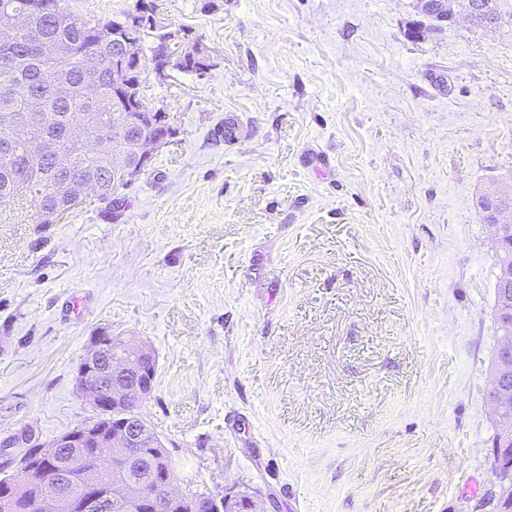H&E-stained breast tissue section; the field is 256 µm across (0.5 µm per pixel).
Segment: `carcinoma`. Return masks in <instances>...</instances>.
<instances>
[{
    "label": "carcinoma",
    "mask_w": 512,
    "mask_h": 512,
    "mask_svg": "<svg viewBox=\"0 0 512 512\" xmlns=\"http://www.w3.org/2000/svg\"><path fill=\"white\" fill-rule=\"evenodd\" d=\"M62 0H52L51 6L29 16L28 29L16 30L0 26V54L6 52L9 58L0 61V111L9 109L16 113L15 124L0 128V139L10 140L14 146V160L9 164L0 162V201H6L19 192L35 190L37 210L50 206L54 196L63 192L68 174L54 167L50 157L38 159L30 157L27 151V128L29 119L23 97L26 95L43 100L46 134L55 145L67 146L66 128L77 116H91L90 134L98 144L97 153L88 155L74 148L73 165L93 175L109 190L121 188L112 178V114L120 111L114 101L118 87L136 76L130 73L132 65H124L112 43L100 41L95 23L85 20L82 24L73 21V13L61 6ZM472 17L479 25L492 24L498 20L497 0H471ZM56 43L67 50L61 58L46 57L41 54L36 40ZM172 39V33L162 28L146 26L141 32L142 55L156 57L157 48L164 41ZM91 52L99 61L94 79L99 84V97L90 104L83 96L82 87L87 78L84 73L81 54ZM512 294V281L505 280L502 274L496 275L494 312L495 318L502 316L501 297ZM507 423L512 424V397L505 406L502 419L495 420V435L492 448L501 451L492 454L493 461L501 468V483L477 502L480 512H512V442L500 447L501 430ZM73 449L46 459L42 449L32 445L21 455L16 471L27 466L55 473L65 489L79 490L76 477L81 469L93 468L97 471L102 487L115 480L131 484L151 483V489L161 492L168 480H177L178 473L165 448H142L131 458L124 469L118 471L112 466L109 449L82 448L83 462L74 468L68 467ZM12 474V475H14ZM7 474L3 480L12 478ZM195 503L191 496L162 499L158 505L148 504V512H194ZM22 512H50L44 493L37 484L28 487L24 496L17 501Z\"/></svg>",
    "instance_id": "carcinoma-1"
}]
</instances>
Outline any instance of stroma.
I'll return each mask as SVG.
<instances>
[{"instance_id":"obj_1","label":"stroma","mask_w":512,"mask_h":512,"mask_svg":"<svg viewBox=\"0 0 512 512\" xmlns=\"http://www.w3.org/2000/svg\"><path fill=\"white\" fill-rule=\"evenodd\" d=\"M205 75L148 71L176 135L113 209L0 204V478L91 418L98 332L146 345L181 481L260 512H472L496 481L493 230L512 0H153ZM237 135L226 138V124Z\"/></svg>"}]
</instances>
